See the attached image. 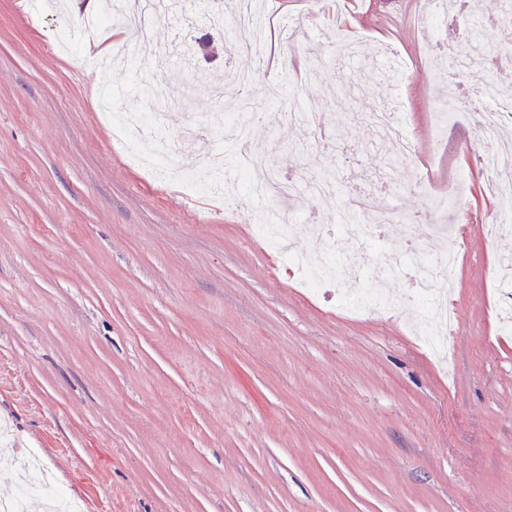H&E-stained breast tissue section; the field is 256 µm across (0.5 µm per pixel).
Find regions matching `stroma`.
Returning a JSON list of instances; mask_svg holds the SVG:
<instances>
[{
    "label": "stroma",
    "instance_id": "35a3bbf8",
    "mask_svg": "<svg viewBox=\"0 0 512 512\" xmlns=\"http://www.w3.org/2000/svg\"><path fill=\"white\" fill-rule=\"evenodd\" d=\"M203 18L176 39L126 44V66L95 64L109 29L86 32L77 0L45 12L0 0V500L23 477L16 449L33 451L52 486L82 512H512V334L490 301L512 256V232L488 239L498 203L475 150L480 114L454 129L470 147L429 157L442 86L471 93L469 74L438 64L468 46L480 19L481 73L512 89V23L504 0L455 16L448 0H276L288 19L271 71L222 26ZM255 82L240 96L235 72ZM322 113L278 143L264 98ZM362 89L344 114L335 91ZM128 112H158L166 131L206 130L224 143V108L266 112L252 145L283 177L330 170L329 198L310 199L297 241L313 252L315 224L335 227L342 205L429 209L467 170L450 274L455 345L440 365L412 335L410 280L392 282V313L346 315L335 294L306 297L277 252L258 244L248 209L213 199L219 180L185 187L150 177L99 107L103 90ZM394 105L431 169L429 193L383 167L365 113ZM401 225L362 249L361 286L377 288L381 249L404 250Z\"/></svg>",
    "mask_w": 512,
    "mask_h": 512
}]
</instances>
